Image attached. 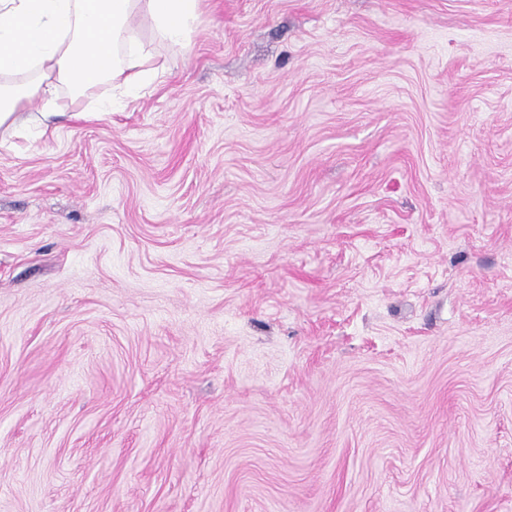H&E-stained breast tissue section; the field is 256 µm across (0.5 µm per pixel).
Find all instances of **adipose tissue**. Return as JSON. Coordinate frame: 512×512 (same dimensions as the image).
<instances>
[{
	"mask_svg": "<svg viewBox=\"0 0 512 512\" xmlns=\"http://www.w3.org/2000/svg\"><path fill=\"white\" fill-rule=\"evenodd\" d=\"M199 0H0V127L12 125L37 95L66 85L81 97L108 82L117 94L138 98L157 70L134 26L145 16L175 50L189 46Z\"/></svg>",
	"mask_w": 512,
	"mask_h": 512,
	"instance_id": "adipose-tissue-1",
	"label": "adipose tissue"
}]
</instances>
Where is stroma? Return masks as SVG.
Instances as JSON below:
<instances>
[{"instance_id": "35a3bbf8", "label": "stroma", "mask_w": 512, "mask_h": 512, "mask_svg": "<svg viewBox=\"0 0 512 512\" xmlns=\"http://www.w3.org/2000/svg\"><path fill=\"white\" fill-rule=\"evenodd\" d=\"M139 32L0 128V512H512V0Z\"/></svg>"}]
</instances>
